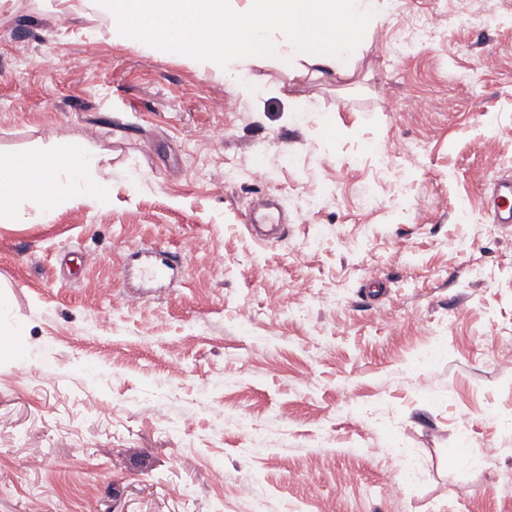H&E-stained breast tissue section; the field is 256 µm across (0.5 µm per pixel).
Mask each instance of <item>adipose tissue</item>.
Here are the masks:
<instances>
[{
	"label": "adipose tissue",
	"mask_w": 512,
	"mask_h": 512,
	"mask_svg": "<svg viewBox=\"0 0 512 512\" xmlns=\"http://www.w3.org/2000/svg\"><path fill=\"white\" fill-rule=\"evenodd\" d=\"M375 14V0H97L87 18L108 16L112 36H136L228 76L274 57L292 68L303 62L340 75L352 66ZM279 30L288 41L276 39ZM64 155L57 166L32 159L1 170L0 216L32 194L46 213L74 188L100 201L109 197L92 151L75 142Z\"/></svg>",
	"instance_id": "adipose-tissue-1"
}]
</instances>
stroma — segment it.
Here are the masks:
<instances>
[{
  "label": "stroma",
  "mask_w": 512,
  "mask_h": 512,
  "mask_svg": "<svg viewBox=\"0 0 512 512\" xmlns=\"http://www.w3.org/2000/svg\"><path fill=\"white\" fill-rule=\"evenodd\" d=\"M379 8L350 74L228 77L104 17L0 5V169L80 137L112 182L0 223V512H512V224L485 164L512 173V0ZM261 194L268 242L244 224ZM186 237L181 276L142 287L131 254ZM490 205L497 224H512V178L494 179Z\"/></svg>",
  "instance_id": "stroma-1"
}]
</instances>
